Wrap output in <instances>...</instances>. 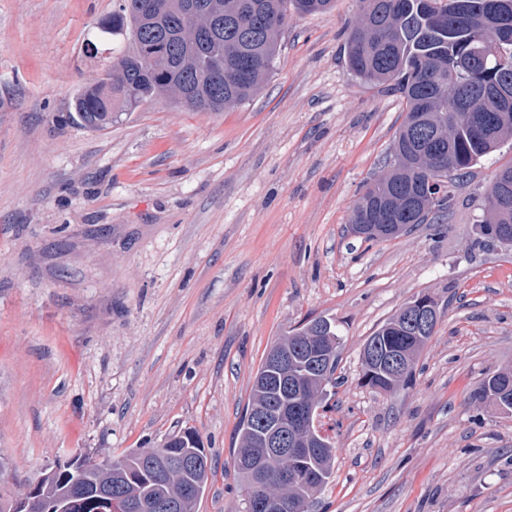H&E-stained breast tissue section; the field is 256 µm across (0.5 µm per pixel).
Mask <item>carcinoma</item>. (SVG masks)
Returning <instances> with one entry per match:
<instances>
[{"label": "carcinoma", "mask_w": 512, "mask_h": 512, "mask_svg": "<svg viewBox=\"0 0 512 512\" xmlns=\"http://www.w3.org/2000/svg\"><path fill=\"white\" fill-rule=\"evenodd\" d=\"M359 15L347 31L343 54L356 79L400 94L405 117L395 136L387 172L356 200L351 223L434 224L445 202L423 192V180L443 185L466 176L483 157L512 139V0H358ZM335 0H115L112 15L98 25L102 41L123 39L129 49L93 83L79 87L71 118L102 131L122 115L166 96L191 111L221 112L250 99L272 71L280 38L296 15L324 13ZM512 227V207L485 196L477 244L490 245L485 228ZM398 312L369 336L361 352L365 383L379 392L408 385L426 344L402 326ZM402 351L405 376L368 363L372 344ZM288 345V372L314 409L326 401L333 377L316 363H337L339 336L326 318L309 320L277 338L269 352ZM275 385L262 361L238 429L234 462L249 459L264 437L255 408L274 399ZM476 399L512 413V371L487 374ZM299 477L271 479L267 496L288 502L290 512H309L315 496L333 479L331 441L315 424L307 428ZM119 470L91 468L93 458L70 461L41 475L46 512H108L104 501L120 496L137 512H195L212 476V462L197 431L180 430L155 448L116 459ZM244 512H255L253 476L238 469Z\"/></svg>", "instance_id": "obj_1"}]
</instances>
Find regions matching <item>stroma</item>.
I'll list each match as a JSON object with an SVG mask.
<instances>
[{"label": "stroma", "instance_id": "1", "mask_svg": "<svg viewBox=\"0 0 512 512\" xmlns=\"http://www.w3.org/2000/svg\"><path fill=\"white\" fill-rule=\"evenodd\" d=\"M112 0H0V495L73 455L118 456L197 430L215 471L196 512H242L237 427L272 342L336 324L321 416L335 478L312 512H512V413L474 400L512 368V249L475 245L512 141L436 224L352 235L387 169L398 94L353 77L357 0L292 18L249 100L163 99L101 132L65 122L102 73L87 43ZM441 317L410 386L361 382V351L407 302Z\"/></svg>", "mask_w": 512, "mask_h": 512}]
</instances>
